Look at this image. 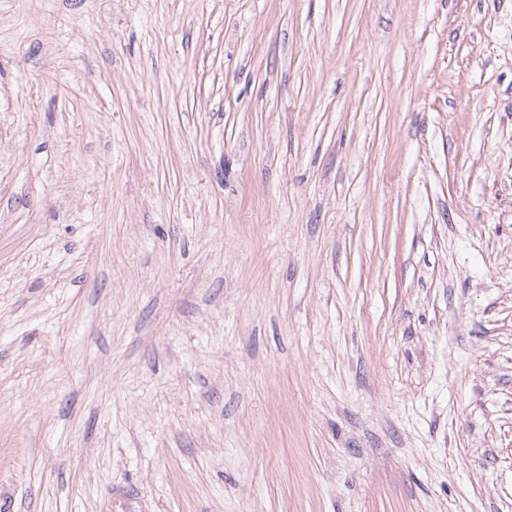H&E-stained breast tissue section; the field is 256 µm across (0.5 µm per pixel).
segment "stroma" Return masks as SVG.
<instances>
[{
  "label": "stroma",
  "mask_w": 512,
  "mask_h": 512,
  "mask_svg": "<svg viewBox=\"0 0 512 512\" xmlns=\"http://www.w3.org/2000/svg\"><path fill=\"white\" fill-rule=\"evenodd\" d=\"M0 512H512V0H0Z\"/></svg>",
  "instance_id": "35a3bbf8"
}]
</instances>
